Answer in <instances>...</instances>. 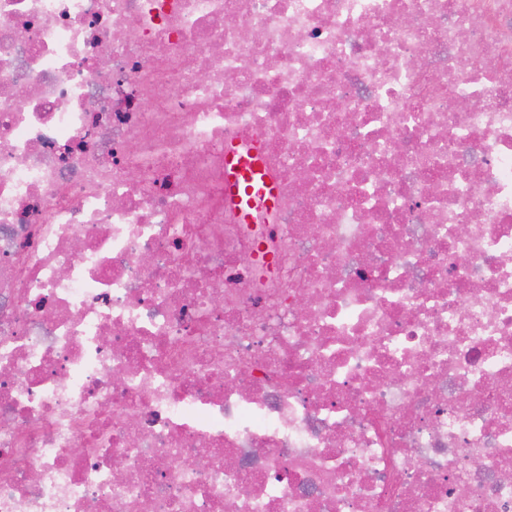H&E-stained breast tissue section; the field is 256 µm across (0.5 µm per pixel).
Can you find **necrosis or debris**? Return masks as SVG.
I'll return each mask as SVG.
<instances>
[{
  "instance_id": "obj_1",
  "label": "necrosis or debris",
  "mask_w": 512,
  "mask_h": 512,
  "mask_svg": "<svg viewBox=\"0 0 512 512\" xmlns=\"http://www.w3.org/2000/svg\"><path fill=\"white\" fill-rule=\"evenodd\" d=\"M0 512H512V0H0ZM263 158L262 144L258 141L246 154L240 153L235 145H227L224 149L225 166L230 170L224 193L236 203L239 218L244 222L251 220L252 206L257 201L267 209L275 208L278 202L275 182Z\"/></svg>"
}]
</instances>
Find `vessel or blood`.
I'll return each instance as SVG.
<instances>
[{
	"label": "vessel or blood",
	"instance_id": "1",
	"mask_svg": "<svg viewBox=\"0 0 512 512\" xmlns=\"http://www.w3.org/2000/svg\"><path fill=\"white\" fill-rule=\"evenodd\" d=\"M261 143H254L248 153H240L236 146L224 149L225 166L229 175L224 183V193L237 205L242 221H250L252 207L263 203L266 208H275L278 202L276 185L268 173Z\"/></svg>",
	"mask_w": 512,
	"mask_h": 512
}]
</instances>
